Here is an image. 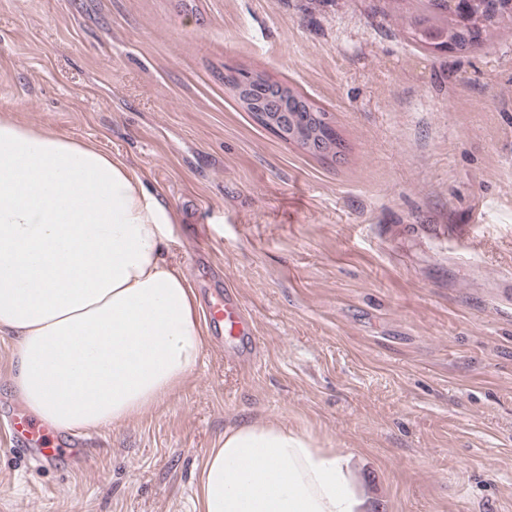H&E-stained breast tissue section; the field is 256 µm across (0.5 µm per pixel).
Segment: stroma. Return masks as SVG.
Returning <instances> with one entry per match:
<instances>
[{
  "mask_svg": "<svg viewBox=\"0 0 512 512\" xmlns=\"http://www.w3.org/2000/svg\"><path fill=\"white\" fill-rule=\"evenodd\" d=\"M415 0H0V117L92 145L175 214L192 288L224 278L259 337L206 339L163 404L40 467L9 416L0 512H195L208 448L255 419L354 453L371 512H512V28L412 42ZM331 115L324 162L258 125L225 67ZM279 86H280V90H281V93L284 95V96H290V97H295L296 96V93L294 91V89L287 85V84H284V83H279ZM296 92H297V95L298 97L300 98L301 103H304L306 104L307 106H309L311 112H315V115H316V118H312V126L314 127L315 130H318V132L323 135L324 137H330L331 135H334V140L336 142H338V146H339V152L336 154V159L339 155H341L342 153V150L341 148L342 147V143H341V140L336 132V129L335 127L329 125V124H325L323 123L322 121V115H325V112H327V110H325L324 108L320 107V106H317L315 104V102H313L305 93L303 92H300L298 91L297 89H295ZM308 107H306V109H302V108H298L296 112H310Z\"/></svg>",
  "mask_w": 512,
  "mask_h": 512,
  "instance_id": "stroma-1",
  "label": "stroma"
}]
</instances>
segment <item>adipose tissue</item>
Masks as SVG:
<instances>
[{"label":"adipose tissue","instance_id":"1","mask_svg":"<svg viewBox=\"0 0 512 512\" xmlns=\"http://www.w3.org/2000/svg\"><path fill=\"white\" fill-rule=\"evenodd\" d=\"M173 222L122 161L0 118V335L46 424L120 426L196 367L205 329L168 254ZM197 512H368V497L352 455L257 419L208 450Z\"/></svg>","mask_w":512,"mask_h":512}]
</instances>
